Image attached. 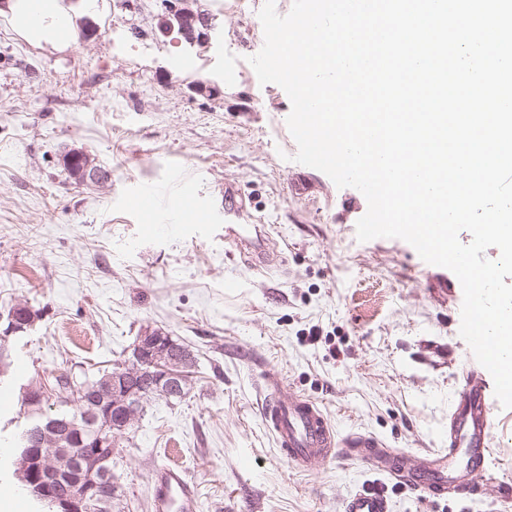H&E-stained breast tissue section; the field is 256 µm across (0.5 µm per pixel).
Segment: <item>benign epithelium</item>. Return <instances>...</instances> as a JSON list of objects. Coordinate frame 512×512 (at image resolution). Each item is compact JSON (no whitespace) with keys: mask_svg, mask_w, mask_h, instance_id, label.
Returning a JSON list of instances; mask_svg holds the SVG:
<instances>
[{"mask_svg":"<svg viewBox=\"0 0 512 512\" xmlns=\"http://www.w3.org/2000/svg\"><path fill=\"white\" fill-rule=\"evenodd\" d=\"M159 29L164 34L175 31L190 45L204 46L211 40L212 18L196 7V0H170L161 17ZM66 161L82 166L86 182H95L103 169L92 167L87 155L78 149L69 150ZM127 364L151 369L140 373L136 383L117 374L103 380L97 388L95 404L83 409L88 427L78 434L68 448H40L35 466L25 462L21 470L23 482L48 498L58 484H66L71 495L61 499L67 512H81L85 502L106 505L111 498L106 462L114 447L151 390L175 395L187 381L194 365L192 354L180 349L172 337L159 331L145 330L130 347Z\"/></svg>","mask_w":512,"mask_h":512,"instance_id":"obj_1","label":"benign epithelium"}]
</instances>
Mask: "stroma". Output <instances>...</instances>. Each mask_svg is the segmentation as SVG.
Listing matches in <instances>:
<instances>
[{
	"instance_id": "obj_1",
	"label": "stroma",
	"mask_w": 512,
	"mask_h": 512,
	"mask_svg": "<svg viewBox=\"0 0 512 512\" xmlns=\"http://www.w3.org/2000/svg\"><path fill=\"white\" fill-rule=\"evenodd\" d=\"M264 3L198 0L214 27L206 46L161 34V0H60L75 26L88 19L98 32L55 43L29 38L0 6V310L39 311L0 357V383L17 394L50 371L97 372L146 328L188 346L189 394L147 402L116 444V512H153V473L171 462L196 483L200 512H343L365 488L389 512H512L497 494L512 482V409L500 403L485 495L436 504L348 460L297 471L262 422L274 370L339 433L418 455L444 446L451 403L482 369L459 334L454 273L404 240L358 241L365 197L295 162L290 99L249 62ZM183 58L191 69L176 71ZM201 82L209 91L195 92ZM74 148L109 169L105 185L69 174L62 156ZM175 174L195 182L209 224L157 236L133 199L145 186L173 190ZM228 185L245 203L241 223L284 249L287 275L225 250Z\"/></svg>"
}]
</instances>
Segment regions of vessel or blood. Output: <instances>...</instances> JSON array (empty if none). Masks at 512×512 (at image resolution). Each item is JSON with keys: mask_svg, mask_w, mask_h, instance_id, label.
Returning a JSON list of instances; mask_svg holds the SVG:
<instances>
[{"mask_svg": "<svg viewBox=\"0 0 512 512\" xmlns=\"http://www.w3.org/2000/svg\"><path fill=\"white\" fill-rule=\"evenodd\" d=\"M136 205L147 214L165 212L163 222L154 224L155 232L175 234L187 218L197 224L209 222L201 207L199 193L192 182H176L175 197L155 187L142 188ZM268 233H253L251 225L228 224L224 244L243 258L252 270L264 271L279 259L268 247ZM268 390L262 407L263 419L288 464L300 471L316 470L320 463L348 458L365 467L384 472L419 492L426 500L447 498L452 493H479L493 448V424L485 381L482 376L468 377L458 391L448 414V446L431 451L421 459L387 447L372 434L339 435L313 400L285 396L283 383L273 372L265 376ZM152 501L154 512H198L199 496L186 469L166 464L155 471ZM387 500L376 491H360L347 498L344 512H387Z\"/></svg>", "mask_w": 512, "mask_h": 512, "instance_id": "b4317fda", "label": "vessel or blood"}]
</instances>
